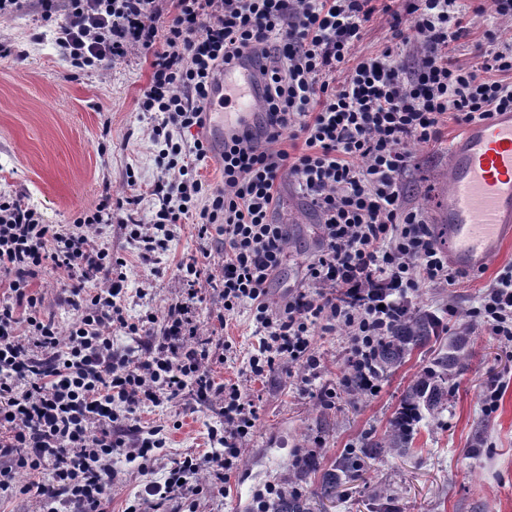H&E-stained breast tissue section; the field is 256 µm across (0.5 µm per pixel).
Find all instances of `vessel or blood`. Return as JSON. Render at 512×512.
Returning <instances> with one entry per match:
<instances>
[{"instance_id": "obj_1", "label": "vessel or blood", "mask_w": 512, "mask_h": 512, "mask_svg": "<svg viewBox=\"0 0 512 512\" xmlns=\"http://www.w3.org/2000/svg\"><path fill=\"white\" fill-rule=\"evenodd\" d=\"M258 66L240 58L210 92L205 112L214 151L261 111ZM439 246L449 265L478 273L512 242V110L472 123L448 145V193L440 205Z\"/></svg>"}]
</instances>
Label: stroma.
Masks as SVG:
<instances>
[{"label": "stroma", "instance_id": "1", "mask_svg": "<svg viewBox=\"0 0 512 512\" xmlns=\"http://www.w3.org/2000/svg\"><path fill=\"white\" fill-rule=\"evenodd\" d=\"M469 38L450 43L448 56L462 66L476 63V42L486 30L502 28L492 0H462ZM482 15H475V8ZM0 43L12 49L0 58V192L37 208L48 224H70L94 209L103 193L144 197L134 217L149 223L157 199L153 185L165 175L150 139L151 119L138 105L151 68L148 56L132 53L99 69H79L63 59L54 45V25L30 8L0 18ZM464 125L448 121L433 144L413 146L414 167L405 180L406 201L435 222L448 182V144L461 137ZM282 197L292 220L285 257L270 286L271 300L301 282L308 260L321 247L319 216L292 182L282 184ZM95 240L126 257L127 313L139 318L176 302L182 283L177 266L198 255L202 243L191 219H183L168 251L155 265L133 256L121 218L95 233ZM512 264L507 246L482 273L460 275L452 285H429L410 295V305L435 313L449 331L469 322L486 289L503 267ZM65 273L45 269L30 282L47 315L67 332L75 315L65 302ZM224 307L218 291L204 286L196 320L214 340L230 338L236 350L227 362L213 366L216 379L239 383L255 402L253 434L241 449L238 465L220 493L199 498L198 512H257L259 493L268 485H284L292 477L297 456L313 453L320 467L331 466L346 448L366 437H380L400 401L430 355L417 350L398 368L379 379L374 392H341L347 339L341 332L316 333L313 342L322 359L319 379L303 383L298 373L278 367L261 379L250 378L248 359L258 338L249 309L221 323ZM467 370L455 380L448 401L416 427L407 454L391 453L369 462L366 478L345 486L342 500L328 512H369L372 487L386 490L396 512H512V343L480 329L471 333ZM503 393L497 407L483 395L494 386ZM338 390L335 401L322 398L323 388ZM218 403L199 402L192 392L141 411V422L164 426L171 443L151 476L116 461L117 479L109 492V512H124L147 480H162L171 458L182 453L206 454L209 433L219 426ZM483 450L470 455L476 436Z\"/></svg>", "mask_w": 512, "mask_h": 512}]
</instances>
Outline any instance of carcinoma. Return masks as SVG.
Returning <instances> with one entry per match:
<instances>
[{
    "label": "carcinoma",
    "mask_w": 512,
    "mask_h": 512,
    "mask_svg": "<svg viewBox=\"0 0 512 512\" xmlns=\"http://www.w3.org/2000/svg\"><path fill=\"white\" fill-rule=\"evenodd\" d=\"M430 344L438 345L437 353L431 365L406 390L384 437L368 438L358 449H344L336 461L323 470L318 468L312 454L297 462L302 473L315 477L313 495L321 500H333L344 482L364 478L367 461L391 451H405L416 425L425 414L434 413L448 400L450 381L466 365L467 336L448 335V327L426 310L409 307L400 319L390 325L371 352L370 370L375 378H382L404 363L415 350ZM270 509L271 512H313L310 498L297 488L283 490L273 499Z\"/></svg>",
    "instance_id": "cac0c4a2"
}]
</instances>
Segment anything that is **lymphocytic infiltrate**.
<instances>
[{
  "mask_svg": "<svg viewBox=\"0 0 512 512\" xmlns=\"http://www.w3.org/2000/svg\"><path fill=\"white\" fill-rule=\"evenodd\" d=\"M459 2L406 0L392 14L383 50L353 63L372 0H37L42 17L56 20L55 43L74 67L101 68L134 51L152 55L139 109L153 121L159 160L179 178L155 185L159 208L150 223L130 222L127 239L146 264L167 251L184 218H195L200 240L219 239L224 314L249 307L259 338L251 376L285 364L318 378L313 336L337 329L347 338V366L356 368L409 294L453 284L423 213L403 201L409 147L436 142L445 116L468 124L512 108L511 31L479 50L474 65L449 60V43L470 32ZM408 46L421 49L409 71L396 61ZM245 55L259 63L262 140L225 141L224 185L214 189L192 174L208 143L183 135L202 125L224 66ZM286 137L302 140L299 154L282 148ZM286 178L319 214L322 247L302 284L274 303L269 284L288 240L275 218ZM140 202L107 195L59 226L0 194V275L11 291L0 300V497L33 492L47 512H105L113 459L147 473L167 445L162 427L141 426L139 411L190 389L223 405L212 432L216 451L173 459L163 480L147 482L125 512H197L198 495L223 489L253 431V401L238 383L216 382L209 365L218 353L193 323L209 251L179 265V301L133 320L124 303L126 259L87 234L111 223L113 210ZM48 266L71 281L67 302L78 318L65 338L29 290ZM156 324L160 335H149ZM471 325L512 341V266L499 271ZM116 328L141 351L115 347ZM21 473L29 483L18 484Z\"/></svg>",
  "mask_w": 512,
  "mask_h": 512,
  "instance_id": "1",
  "label": "lymphocytic infiltrate"
}]
</instances>
